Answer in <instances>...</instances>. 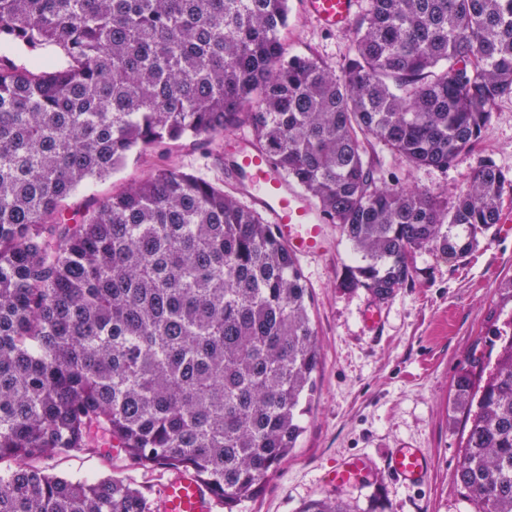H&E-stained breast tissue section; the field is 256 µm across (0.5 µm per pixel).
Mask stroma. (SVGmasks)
Returning <instances> with one entry per match:
<instances>
[{"mask_svg":"<svg viewBox=\"0 0 512 512\" xmlns=\"http://www.w3.org/2000/svg\"><path fill=\"white\" fill-rule=\"evenodd\" d=\"M288 7L287 53L315 55L343 73L348 32L323 28L307 12L305 0H289ZM249 136L243 127L208 146L187 140L151 149L109 177L86 181L68 204L74 209L93 206L165 166L225 185L222 158L235 154ZM376 152L384 186L420 188L454 202L484 162L512 177V97L497 102L477 144L446 169L413 167L381 146ZM328 233L332 251L298 260L312 294L320 356L305 430L258 495L235 512H303L310 504L336 500L348 512H471L456 483L466 433L464 416L453 407L454 384L468 360L485 362L494 355L495 332L512 315V294L499 286L512 278V237L494 235L454 262L424 251L416 258L412 279L380 302L366 289L341 287L352 250L336 225H329ZM373 305L384 318L375 334L361 322L362 311ZM402 444L428 451L432 471L425 486H407L379 472L344 490L322 481L325 469L339 458L367 455L379 464ZM43 465L75 480L122 476L154 499L173 475L162 467L128 466L120 452L110 457L73 453Z\"/></svg>","mask_w":512,"mask_h":512,"instance_id":"stroma-1","label":"stroma"}]
</instances>
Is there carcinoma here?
Returning a JSON list of instances; mask_svg holds the SVG:
<instances>
[{
  "instance_id": "carcinoma-1",
  "label": "carcinoma",
  "mask_w": 512,
  "mask_h": 512,
  "mask_svg": "<svg viewBox=\"0 0 512 512\" xmlns=\"http://www.w3.org/2000/svg\"><path fill=\"white\" fill-rule=\"evenodd\" d=\"M288 0H0V512H157L125 478L29 462L118 448L188 469L227 512L288 458L316 390L311 291L261 213L162 167L93 207L65 201L133 152L240 127L351 244L342 285L386 300L416 255L455 261L498 224L491 162L453 209L380 185L375 144L444 169L512 96V0H364L338 76L285 56ZM461 369L457 469L474 512H512V317Z\"/></svg>"
}]
</instances>
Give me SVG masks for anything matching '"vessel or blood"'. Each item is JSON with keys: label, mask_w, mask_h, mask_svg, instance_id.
I'll list each match as a JSON object with an SVG mask.
<instances>
[{"label": "vessel or blood", "mask_w": 512, "mask_h": 512, "mask_svg": "<svg viewBox=\"0 0 512 512\" xmlns=\"http://www.w3.org/2000/svg\"><path fill=\"white\" fill-rule=\"evenodd\" d=\"M357 0H306L307 11L323 27L339 29L349 25ZM233 176L240 189L268 213L275 235L300 256H321L330 248L327 226L314 204L296 192L270 160L252 149L238 153ZM375 468L367 456L337 460L325 472L327 484L346 487L357 484ZM385 471L407 485H423L431 474V461L423 449L400 446L386 457ZM163 512H214L215 496L187 470L176 473L163 487Z\"/></svg>", "instance_id": "1"}]
</instances>
